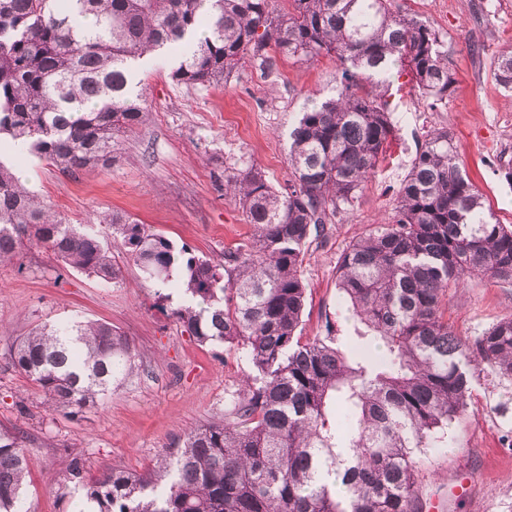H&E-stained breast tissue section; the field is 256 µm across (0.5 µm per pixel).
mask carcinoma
I'll list each match as a JSON object with an SVG mask.
<instances>
[{
	"label": "carcinoma",
	"instance_id": "carcinoma-1",
	"mask_svg": "<svg viewBox=\"0 0 512 512\" xmlns=\"http://www.w3.org/2000/svg\"><path fill=\"white\" fill-rule=\"evenodd\" d=\"M270 2L0 0V134L70 177L110 166L115 135L143 123L131 73L148 53L182 50L172 76L186 85H218L247 58L271 67V49L338 62L336 95L310 101L288 134V185L253 167L224 178L253 233L222 261L124 214L103 218L107 236L67 224L0 163V264L29 243L116 283L119 246L145 279L186 296L172 316L191 336L235 346L250 365L224 421L191 431L145 473L113 468L88 482L83 456L70 457L65 477L97 512H422L415 450L466 411L475 370L512 381V316L470 339L448 322V293L471 277L512 283V226L492 222L444 128L418 145L393 222L340 257L341 303L365 330L298 336L308 248L386 160L389 88L407 76L433 110L456 78L431 28L390 0H288L283 13ZM493 77L512 91V50L494 58ZM11 359L70 416L137 369L128 339L97 321L38 328ZM27 466L18 434L1 429L0 512H27Z\"/></svg>",
	"mask_w": 512,
	"mask_h": 512
}]
</instances>
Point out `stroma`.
Returning <instances> with one entry per match:
<instances>
[{"label": "stroma", "instance_id": "1", "mask_svg": "<svg viewBox=\"0 0 512 512\" xmlns=\"http://www.w3.org/2000/svg\"><path fill=\"white\" fill-rule=\"evenodd\" d=\"M393 7L435 30L457 83L433 111L418 92L391 96L394 135L382 170L354 208L336 216L328 235L312 242L301 269L306 340L329 325L352 335L354 322L336 288L337 262L373 225L392 221L393 191L430 130H448L486 207L497 222L512 225V92L491 72L495 56L512 47V0H394ZM177 65L163 53L135 64L146 117L118 135L112 166L71 178L31 155L19 161L5 154L0 162L68 223L95 226L103 215L121 212L197 256L223 257L252 234L241 207L221 189L225 174L255 167L274 187L287 184L288 133L309 96H334L336 60L280 55L270 69L249 60L218 87L175 81ZM112 261L121 271L115 284L62 270L36 245L24 248L19 264L0 266V426L17 429L29 451L32 512H77L85 503V490L63 482L68 455H82L93 477L114 466L148 470L177 439L222 421L229 392L248 370L235 349L198 344L176 321L180 293L159 299L123 249L113 248ZM511 314L512 285L487 277L469 279L448 302V321L464 338ZM75 321L118 328L135 349L139 371L71 419L52 411L12 367L10 354L35 328ZM417 459L424 506L512 512V383L475 373L470 405L447 443L423 449Z\"/></svg>", "mask_w": 512, "mask_h": 512}]
</instances>
